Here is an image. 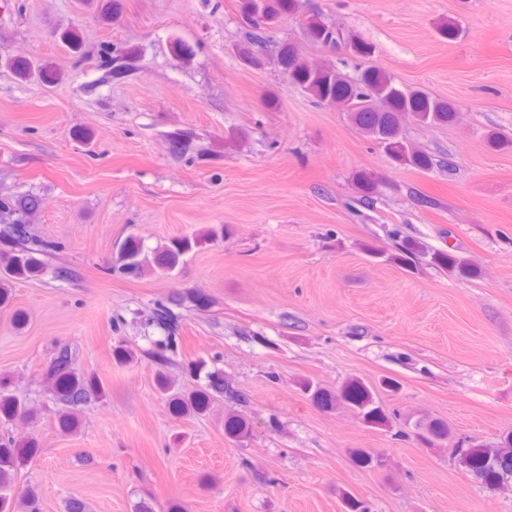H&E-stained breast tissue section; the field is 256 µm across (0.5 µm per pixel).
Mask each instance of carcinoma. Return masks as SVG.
<instances>
[{
	"mask_svg": "<svg viewBox=\"0 0 512 512\" xmlns=\"http://www.w3.org/2000/svg\"><path fill=\"white\" fill-rule=\"evenodd\" d=\"M297 9L298 0H239V13L247 26V46L240 49L243 63H257V53L264 48L267 31L295 15ZM306 37L315 45L341 49L347 57L340 59L336 66H328L306 57L294 45L285 44L280 47L276 62L287 84L300 88L319 104L342 106L355 129L375 142L397 164L420 171L431 169L434 166L431 155L403 136L404 122L412 119L423 124H448L456 118V106L431 96L421 88L401 87L380 69L367 68L357 78L350 77L345 72L349 59L370 55L372 46L356 33L326 21L319 14L308 18ZM98 57L99 66L114 81L125 79L136 69L130 59L112 55L110 46L105 44L100 46ZM355 182L360 201L374 203L376 178L370 173L360 172ZM40 208L41 197L34 193L0 196V236L13 245V250L0 255V306L11 301V283L39 275L44 270L43 256L56 249V245L33 236L27 229ZM215 234L216 230L209 227L193 237L174 238L151 259L142 255L136 239L129 237L112 256L110 269L115 273L135 276L155 269L170 272L179 265L183 256ZM422 253L418 244L403 240L397 253L389 255L387 260L411 267ZM431 262L460 275L473 274L470 262L453 252H435ZM48 371L53 382V394L60 404L59 426L70 431L77 426L79 414L88 402L105 397L104 387L96 377L73 370L72 354L66 346L56 350ZM206 380L201 389L176 391L174 382L160 372L157 383L159 389L168 395V408L177 419L206 415L216 398H239V391L224 380L223 372L211 371L207 373ZM305 389L311 392L314 402L323 407L342 401L359 410L368 422L378 424L385 421V414L374 400L372 390L361 381H349L336 395L310 381L305 383ZM17 419L32 421L36 414L9 392L7 379L0 378V420L9 422ZM224 432L240 440L247 438L250 428L244 418L232 416L225 420ZM417 437L431 444L448 438V427L443 423H431ZM39 452L40 444L35 437L18 443L9 436H0V512H41L39 496L34 488L27 489L19 499L13 495L18 469L24 460ZM456 458L461 468L486 485L495 486L512 480V434L504 436L493 446L471 444L458 448Z\"/></svg>",
	"mask_w": 512,
	"mask_h": 512,
	"instance_id": "1",
	"label": "carcinoma"
}]
</instances>
